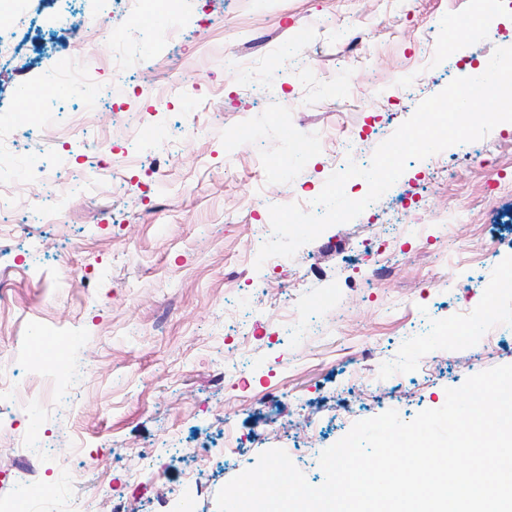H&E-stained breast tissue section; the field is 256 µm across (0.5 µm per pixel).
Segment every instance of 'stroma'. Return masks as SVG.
Returning a JSON list of instances; mask_svg holds the SVG:
<instances>
[{
	"instance_id": "obj_1",
	"label": "stroma",
	"mask_w": 512,
	"mask_h": 512,
	"mask_svg": "<svg viewBox=\"0 0 512 512\" xmlns=\"http://www.w3.org/2000/svg\"><path fill=\"white\" fill-rule=\"evenodd\" d=\"M474 0H182L186 38L177 67L116 74L97 30L63 28L58 13L119 17L122 0H49L0 68V122L14 157L32 152L44 125L16 124L20 82L43 87L39 114L82 112L55 141L72 189L53 224L33 223L13 197L0 222V354H13V390L0 395V499L33 487L67 499L50 454L71 451L86 512H173L189 469L182 447L216 459L193 512H218L219 490L280 448L309 485L325 481L321 452L358 421L396 410L412 420L441 408L446 391L512 364V294L488 283L512 270V122L439 152L456 172L404 173L350 222L326 229L277 270L256 269L260 201L315 200L336 171L338 135L362 138L359 166L376 147L468 68L512 47V0L471 28L466 60L448 31ZM363 32L351 50L352 29ZM84 49L99 98L61 91L59 61ZM183 73L180 88H157ZM130 115L118 147L136 167L92 183L87 144ZM153 130L155 139L135 133ZM247 141H239L240 129ZM292 137H284V130ZM308 141L312 150H301ZM421 221L404 223V204ZM470 211L455 222L461 204ZM448 216L445 224L432 214ZM391 251L389 276L372 280V251ZM74 278H67V271ZM302 320L285 321L286 302ZM471 328L458 340L459 326ZM65 338L64 361L38 353ZM238 454L224 460V427ZM112 489L100 491L103 478Z\"/></svg>"
}]
</instances>
